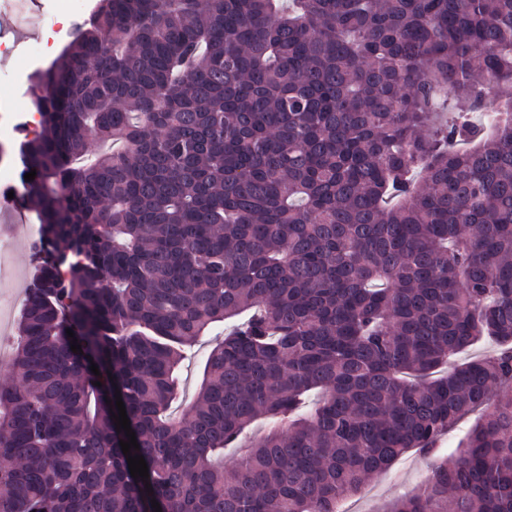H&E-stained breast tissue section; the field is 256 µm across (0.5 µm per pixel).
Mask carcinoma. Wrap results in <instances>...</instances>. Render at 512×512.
Listing matches in <instances>:
<instances>
[{
  "mask_svg": "<svg viewBox=\"0 0 512 512\" xmlns=\"http://www.w3.org/2000/svg\"><path fill=\"white\" fill-rule=\"evenodd\" d=\"M35 108L0 512H336L475 411L387 512H512V0H94ZM12 263L19 271L20 276L13 283V288H9V290L19 298L21 294L25 296V290L29 283L27 273L32 263L30 249L27 244L20 242L15 244L12 253ZM222 328H216L209 336L202 337L191 349L187 350L186 358L180 371L181 389L177 401L173 404V410L180 413L185 404L195 396L198 385L202 379V371L205 359L215 344L222 337Z\"/></svg>",
  "mask_w": 512,
  "mask_h": 512,
  "instance_id": "obj_1",
  "label": "carcinoma"
}]
</instances>
